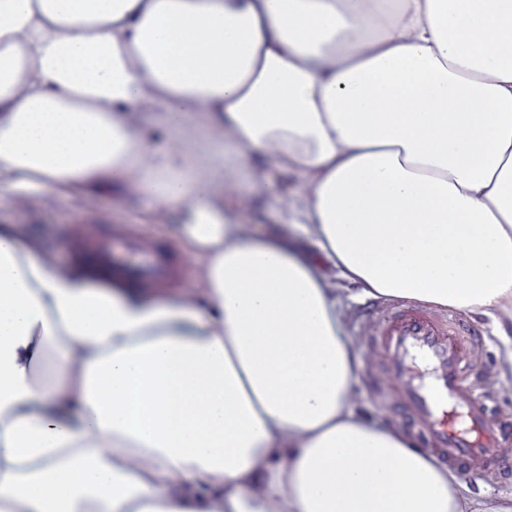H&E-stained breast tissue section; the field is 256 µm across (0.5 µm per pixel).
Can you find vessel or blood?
<instances>
[{
    "mask_svg": "<svg viewBox=\"0 0 512 512\" xmlns=\"http://www.w3.org/2000/svg\"><path fill=\"white\" fill-rule=\"evenodd\" d=\"M73 248L79 260L93 261L107 285L117 275L142 288L171 290L183 273V260L172 248L91 221H80ZM372 342L387 354L418 436L449 464L477 476L512 446V427L490 423L488 396L463 381L470 358L465 336L422 306L403 303L383 314Z\"/></svg>",
    "mask_w": 512,
    "mask_h": 512,
    "instance_id": "b4317fda",
    "label": "vessel or blood"
}]
</instances>
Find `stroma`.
Segmentation results:
<instances>
[{"label": "stroma", "instance_id": "obj_1", "mask_svg": "<svg viewBox=\"0 0 512 512\" xmlns=\"http://www.w3.org/2000/svg\"><path fill=\"white\" fill-rule=\"evenodd\" d=\"M296 185L293 175L268 164L261 173L245 174L237 184L222 188L220 200L226 206L238 208L241 223L255 229L280 230L284 227L282 194ZM81 218L102 224H127L142 238L173 247L186 258L188 266L179 296L191 301L200 293V267L177 236L175 212L121 186L92 195L72 190L63 197L53 193L33 196L0 192V225L18 227L65 270L72 267L69 239L74 224ZM386 305L383 299L350 304L347 319L350 333L361 348L358 392L365 410L378 422L403 428L407 421L399 404V386L385 374L380 351L369 343L378 312ZM463 319L475 333L466 379L476 392L491 396L493 418L512 420V375L501 371L503 345L493 323L487 317L469 313ZM466 482L476 499H512V453L502 454L496 475L470 476Z\"/></svg>", "mask_w": 512, "mask_h": 512}]
</instances>
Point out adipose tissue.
<instances>
[{
    "instance_id": "1",
    "label": "adipose tissue",
    "mask_w": 512,
    "mask_h": 512,
    "mask_svg": "<svg viewBox=\"0 0 512 512\" xmlns=\"http://www.w3.org/2000/svg\"><path fill=\"white\" fill-rule=\"evenodd\" d=\"M256 160L293 236L217 196ZM113 182L181 212L201 296L0 225V512H512L359 406L335 286L512 321V0H0V183ZM132 120L137 128L150 140L157 152L174 150L177 146L174 131H168L163 125L162 112H133Z\"/></svg>"
}]
</instances>
